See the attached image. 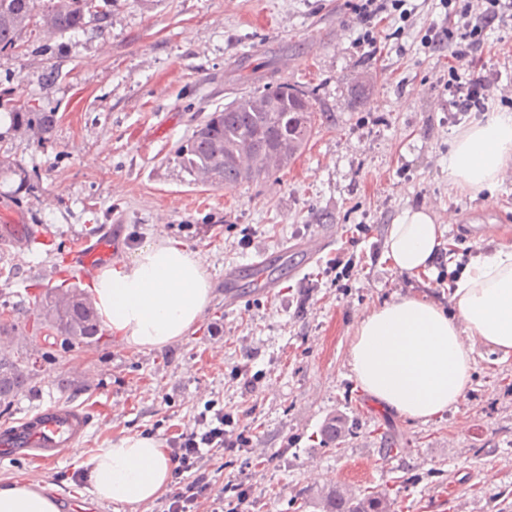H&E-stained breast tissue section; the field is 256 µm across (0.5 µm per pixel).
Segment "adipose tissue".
<instances>
[{
  "mask_svg": "<svg viewBox=\"0 0 512 512\" xmlns=\"http://www.w3.org/2000/svg\"><path fill=\"white\" fill-rule=\"evenodd\" d=\"M512 163V113L491 111L461 130L448 149V182L494 191ZM442 227L430 211L408 207L389 226L385 259L412 275L434 271ZM101 320L133 348L162 347L199 321L212 284L196 253L182 242L145 243L102 269L90 288ZM451 308L404 296L367 312L356 325L349 367L382 406L428 422L458 411L471 384L477 347L512 355V244L469 259L451 286ZM88 495L139 505L163 495L173 464L161 442L129 433L82 461ZM42 473L0 481V512H59Z\"/></svg>",
  "mask_w": 512,
  "mask_h": 512,
  "instance_id": "obj_1",
  "label": "adipose tissue"
}]
</instances>
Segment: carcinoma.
<instances>
[{"label":"carcinoma","instance_id":"cac0c4a2","mask_svg":"<svg viewBox=\"0 0 512 512\" xmlns=\"http://www.w3.org/2000/svg\"><path fill=\"white\" fill-rule=\"evenodd\" d=\"M110 14V0H51L47 5L39 0H0V51L21 48L23 35L55 36L85 31L91 22L104 28ZM280 96V112H263L251 104V98L268 93ZM313 92L292 88L286 83L266 86L258 93L240 98L209 115L192 135L178 148L177 156L194 180L208 184L254 181L273 169L290 164L311 136L315 109ZM23 126L36 128L41 134L50 133L52 116L45 112L22 113ZM267 158L265 166L251 171L243 169L230 158L239 146ZM287 147L279 156L280 147ZM77 289H50L40 303L45 326L53 335L72 348L88 343L101 333L95 309L83 300ZM34 366L21 356L0 353V405H8L19 389L28 384ZM346 421L331 417L323 427L324 435L332 440L343 436ZM324 512H391L394 502L378 490L359 494L328 491L321 500Z\"/></svg>","mask_w":512,"mask_h":512}]
</instances>
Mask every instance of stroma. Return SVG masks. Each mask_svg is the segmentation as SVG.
Returning <instances> with one entry per match:
<instances>
[{"instance_id":"stroma-1","label":"stroma","mask_w":512,"mask_h":512,"mask_svg":"<svg viewBox=\"0 0 512 512\" xmlns=\"http://www.w3.org/2000/svg\"><path fill=\"white\" fill-rule=\"evenodd\" d=\"M355 3L112 0L103 33L0 52V225L45 235L21 264L0 240V302L18 317L7 349L37 362L26 396L0 407V430L52 404L87 410L79 448L40 467L59 502L89 503L79 464L97 449L130 432L168 442L215 401L252 445L208 458L213 485L199 512L228 483L251 487L254 512H294L342 482L396 496V512H512V356L479 349L460 410L425 423L380 407L348 365L353 330L373 306L411 294L448 304L457 254L512 244V176L491 194L448 186L451 139L478 114L450 109L448 52L425 45L444 15L439 0H412L406 20L385 9L371 54L355 45ZM476 57L502 75L488 109L511 112L512 27L490 34ZM48 68L58 76L45 83ZM279 83L315 92L313 132L295 161L256 181H195L178 147L212 112ZM19 112L52 113L49 137L17 128ZM21 169L33 193L21 190ZM408 207L443 226L429 277L382 260L388 227ZM487 224L501 226L498 239L482 238ZM106 229L122 259L160 237L198 253L213 291L186 336L137 349L107 330L70 351L45 336L36 295L62 284L81 238ZM321 234L333 251L311 256ZM336 252L355 260L341 279ZM260 255L277 283L268 293L252 281ZM334 415L353 431L330 443L320 430Z\"/></svg>"}]
</instances>
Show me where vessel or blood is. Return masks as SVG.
Listing matches in <instances>:
<instances>
[{
	"mask_svg": "<svg viewBox=\"0 0 512 512\" xmlns=\"http://www.w3.org/2000/svg\"><path fill=\"white\" fill-rule=\"evenodd\" d=\"M113 251L111 233L87 238L73 254L74 276L89 278L111 260ZM89 425L87 415L80 409L52 405L18 425L0 431V454L12 455L23 448L34 451L38 460L51 463L63 451L77 448Z\"/></svg>",
	"mask_w": 512,
	"mask_h": 512,
	"instance_id": "1",
	"label": "vessel or blood"
}]
</instances>
